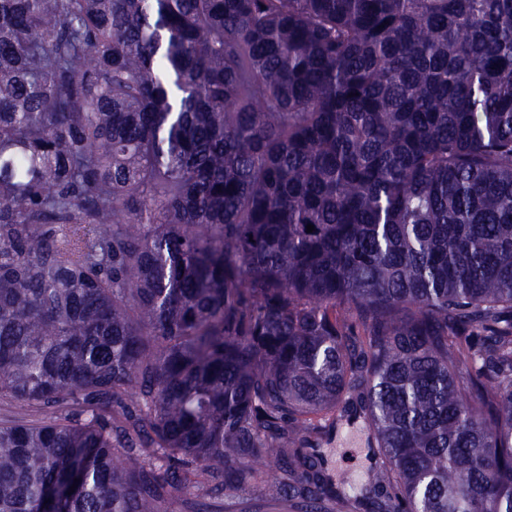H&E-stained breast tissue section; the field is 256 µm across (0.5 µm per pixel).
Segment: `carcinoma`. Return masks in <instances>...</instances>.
<instances>
[{
    "label": "carcinoma",
    "mask_w": 512,
    "mask_h": 512,
    "mask_svg": "<svg viewBox=\"0 0 512 512\" xmlns=\"http://www.w3.org/2000/svg\"><path fill=\"white\" fill-rule=\"evenodd\" d=\"M0 404V512H512V0H0ZM319 452L325 462L326 474L348 495L358 494L370 483V432L362 420L340 423L321 443Z\"/></svg>",
    "instance_id": "1"
}]
</instances>
